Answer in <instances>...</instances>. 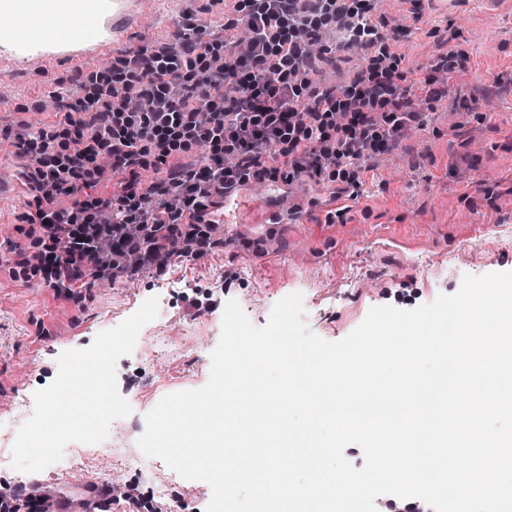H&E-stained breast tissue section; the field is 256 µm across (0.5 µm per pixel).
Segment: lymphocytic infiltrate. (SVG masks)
<instances>
[{
  "label": "lymphocytic infiltrate",
  "instance_id": "1",
  "mask_svg": "<svg viewBox=\"0 0 512 512\" xmlns=\"http://www.w3.org/2000/svg\"><path fill=\"white\" fill-rule=\"evenodd\" d=\"M374 10L375 0H238L248 40L188 27L73 79L83 97H54L70 133L64 149L43 130L20 143L35 166L24 220L44 237L34 253L16 249L19 266L71 299L195 255L216 196L247 178L333 179L391 152L422 123L397 61L360 69L339 89L315 82L333 62L324 32L361 43L377 32ZM201 143L203 158L193 151Z\"/></svg>",
  "mask_w": 512,
  "mask_h": 512
}]
</instances>
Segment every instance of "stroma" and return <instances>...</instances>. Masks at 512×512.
<instances>
[{
    "instance_id": "stroma-1",
    "label": "stroma",
    "mask_w": 512,
    "mask_h": 512,
    "mask_svg": "<svg viewBox=\"0 0 512 512\" xmlns=\"http://www.w3.org/2000/svg\"><path fill=\"white\" fill-rule=\"evenodd\" d=\"M406 9L403 0H378L375 14L385 34L406 19L408 32L390 50L409 79L431 82L441 98L417 101L424 126L361 171L358 195L341 216L329 214L330 185L250 181L241 191L253 208L216 225L202 258H179L68 301L55 298L31 270L0 266L1 454L11 452L17 429L32 415L23 399L52 383L60 355L89 347L150 297L159 299L158 315L116 370L154 359L178 372L186 391L208 382L224 307L239 294H248L243 312L257 327L278 301L301 294L305 327L335 342L372 307L411 310L456 293L464 276L512 271V0H422L416 20L406 18ZM151 17L133 48L168 42L189 26L224 24L238 13L234 0H160ZM446 49L468 60L451 86L434 68ZM87 73L64 63L38 76L0 73V180L14 185L0 202V255L18 245L34 248L41 235L22 221L30 196L19 138L53 129L52 93ZM191 298L210 306L208 318L192 314ZM124 453L142 458L141 469L126 478L143 496L166 478L177 512H206L208 483L142 456L137 439Z\"/></svg>"
}]
</instances>
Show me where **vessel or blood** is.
<instances>
[{
	"label": "vessel or blood",
	"mask_w": 512,
	"mask_h": 512,
	"mask_svg": "<svg viewBox=\"0 0 512 512\" xmlns=\"http://www.w3.org/2000/svg\"><path fill=\"white\" fill-rule=\"evenodd\" d=\"M141 0H0V69L21 73L60 59L105 62L126 46L144 16ZM41 512H110L112 487L88 479L74 498L52 492L42 479L31 484Z\"/></svg>",
	"instance_id": "b4317fda"
}]
</instances>
